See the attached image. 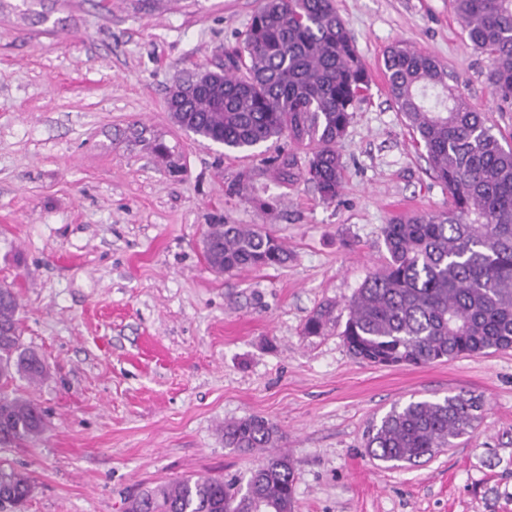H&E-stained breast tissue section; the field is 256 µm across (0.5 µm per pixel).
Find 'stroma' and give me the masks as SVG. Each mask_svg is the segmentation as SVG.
Wrapping results in <instances>:
<instances>
[{"label": "stroma", "instance_id": "35a3bbf8", "mask_svg": "<svg viewBox=\"0 0 512 512\" xmlns=\"http://www.w3.org/2000/svg\"><path fill=\"white\" fill-rule=\"evenodd\" d=\"M260 4L0 0V286L47 366L15 382L47 428L0 447V464L35 479L26 512H124L188 475L246 484L267 452L225 448L221 428L258 415L294 463L292 512H512V350L385 367L341 336L346 301L385 262L384 224L448 204L385 50L436 57L511 145L512 105L493 98L452 0H336L372 83L337 146L341 194L324 201L266 165L287 141L227 151L166 108L176 82L223 66ZM224 222L265 227L287 264L214 273L202 235ZM327 302L332 321L305 335ZM461 391L485 407L456 447L414 465L369 457L366 431L393 404Z\"/></svg>", "mask_w": 512, "mask_h": 512}]
</instances>
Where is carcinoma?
<instances>
[{
	"label": "carcinoma",
	"mask_w": 512,
	"mask_h": 512,
	"mask_svg": "<svg viewBox=\"0 0 512 512\" xmlns=\"http://www.w3.org/2000/svg\"><path fill=\"white\" fill-rule=\"evenodd\" d=\"M473 48L490 61L492 94L512 104V0H454ZM398 112L417 134L448 207L398 216L384 225L385 264L369 273L347 304L342 336L356 359L384 366L427 365L512 350V147L506 148L433 56L397 41L384 56ZM371 75L335 0H262L242 46L224 63V86L170 103L171 117L205 141L247 152L284 138L307 151L267 158L283 181L302 177L322 199L342 187L337 144ZM217 273L280 267L288 250L260 226L211 224L202 239ZM13 289L0 288V447L31 443L45 431L43 411L13 389L38 382L41 357L23 348ZM335 305L317 309L305 333L318 336ZM481 396L468 393L396 404L367 431L370 457L416 462L474 432ZM283 434L260 416L224 424V447L237 452L278 448ZM35 483L0 464V500L22 507ZM294 466L272 453L252 471L246 490L221 476L186 478L143 492L125 512H292Z\"/></svg>",
	"instance_id": "obj_1"
}]
</instances>
